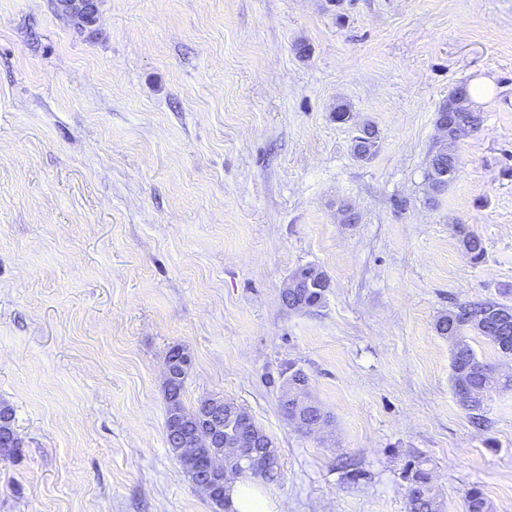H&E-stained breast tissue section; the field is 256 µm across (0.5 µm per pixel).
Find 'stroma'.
<instances>
[{
  "label": "stroma",
  "instance_id": "obj_1",
  "mask_svg": "<svg viewBox=\"0 0 512 512\" xmlns=\"http://www.w3.org/2000/svg\"><path fill=\"white\" fill-rule=\"evenodd\" d=\"M481 79V128L430 196L436 113ZM304 266L330 287L294 312ZM487 300L512 306V0H99L84 28L0 0V401L25 441L0 512H214L167 443L175 345L186 408L223 395L272 439L273 512H407L415 456L441 512L474 486L512 512V387L476 426L435 330ZM291 362L323 436L280 410ZM323 273L314 268L302 267L289 277V279L284 283L280 295L285 306L288 308L289 304L291 309L297 311L309 309L310 307L306 301H301L298 294V288H301L302 283L309 285L312 290L309 291L306 300H308V303L309 299L317 300L318 292L313 288H323V292L326 293L330 286L329 281L327 280L328 277L326 278V274L324 275ZM191 359L186 348L182 346L172 347L166 354L164 360V386L171 388V382L174 378L179 377L191 369Z\"/></svg>",
  "mask_w": 512,
  "mask_h": 512
}]
</instances>
